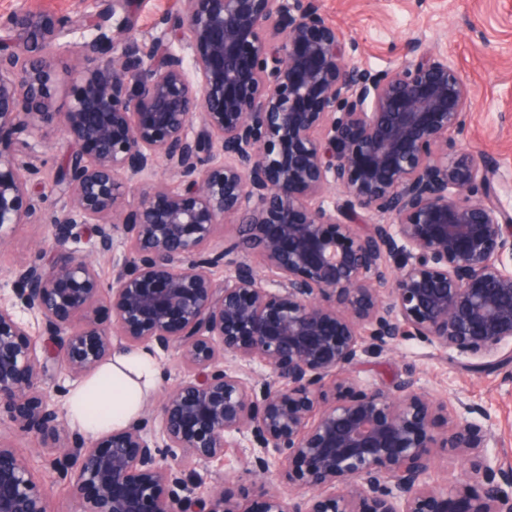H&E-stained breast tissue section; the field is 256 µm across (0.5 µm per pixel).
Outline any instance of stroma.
<instances>
[{"instance_id":"35a3bbf8","label":"stroma","mask_w":512,"mask_h":512,"mask_svg":"<svg viewBox=\"0 0 512 512\" xmlns=\"http://www.w3.org/2000/svg\"><path fill=\"white\" fill-rule=\"evenodd\" d=\"M22 5L56 17L96 10L95 0H0V17ZM322 5L329 20L355 41L351 61L359 67L393 70L407 61L412 41L456 64L473 94L457 145L494 162L498 201L512 213V0H322ZM180 6L181 0H133L131 17L137 35L159 33ZM61 139L56 123L47 122L19 150L22 160L39 170L35 195L40 215L34 223L17 225L0 245L2 293L10 291L13 266L48 258V221L67 204L52 183L62 161ZM354 374L363 383L387 388L411 378L431 398L453 408L488 410L492 434L488 451L512 459V361L476 373L447 351L408 341L392 351L362 354ZM4 434L45 485L51 512H75L69 484L51 471L42 440L15 435L10 428Z\"/></svg>"}]
</instances>
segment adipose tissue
<instances>
[{"label":"adipose tissue","mask_w":512,"mask_h":512,"mask_svg":"<svg viewBox=\"0 0 512 512\" xmlns=\"http://www.w3.org/2000/svg\"><path fill=\"white\" fill-rule=\"evenodd\" d=\"M158 378V363L148 352L115 354L69 390L68 414L91 435L122 428L139 416L146 393Z\"/></svg>","instance_id":"1"}]
</instances>
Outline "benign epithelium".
I'll return each instance as SVG.
<instances>
[{"label": "benign epithelium", "mask_w": 512, "mask_h": 512, "mask_svg": "<svg viewBox=\"0 0 512 512\" xmlns=\"http://www.w3.org/2000/svg\"><path fill=\"white\" fill-rule=\"evenodd\" d=\"M0 29L19 32L0 37V243L36 213L13 136L50 119L81 145L55 176L68 202L51 258L14 267L0 295V425L60 433L52 364L83 380L141 348L174 350L183 369L152 413L49 448L76 512H254L250 492L212 480L229 448L261 479L259 512H512V462L486 452L489 412L479 422L412 379L353 376L369 348L418 340L482 371L512 344V215L486 156L448 153L472 108L452 62L414 45L393 71L354 66L321 0H182L148 40L129 0L66 20L15 10ZM78 30L96 35L65 40ZM72 54L89 66L53 112L56 58ZM161 160L181 188L146 181L128 204L129 182ZM228 216L237 235L213 254ZM86 232L100 254L123 247L107 290L69 247ZM255 364L268 375L253 379ZM439 448L465 479L431 482ZM0 512H50L2 436Z\"/></svg>", "instance_id": "7a95c632"}]
</instances>
